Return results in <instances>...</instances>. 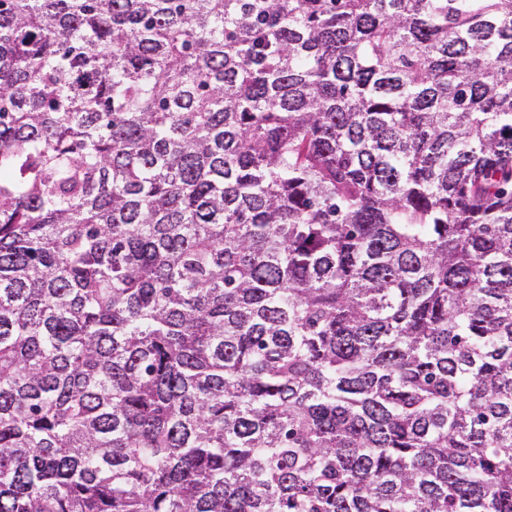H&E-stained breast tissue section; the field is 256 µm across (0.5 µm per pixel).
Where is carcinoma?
Returning <instances> with one entry per match:
<instances>
[{"instance_id":"obj_1","label":"carcinoma","mask_w":512,"mask_h":512,"mask_svg":"<svg viewBox=\"0 0 512 512\" xmlns=\"http://www.w3.org/2000/svg\"><path fill=\"white\" fill-rule=\"evenodd\" d=\"M0 512H512V0H0Z\"/></svg>"}]
</instances>
